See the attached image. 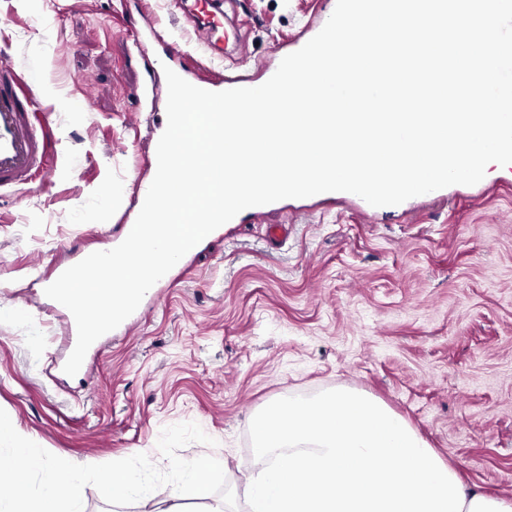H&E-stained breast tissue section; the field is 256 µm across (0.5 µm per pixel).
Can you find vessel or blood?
Returning <instances> with one entry per match:
<instances>
[{
    "instance_id": "vessel-or-blood-1",
    "label": "vessel or blood",
    "mask_w": 512,
    "mask_h": 512,
    "mask_svg": "<svg viewBox=\"0 0 512 512\" xmlns=\"http://www.w3.org/2000/svg\"><path fill=\"white\" fill-rule=\"evenodd\" d=\"M186 22L205 42L212 57L230 61L231 69L213 73L210 85L224 89L249 86L247 75L234 71V64L251 62L253 68L274 74L277 62L252 60L236 18L224 8V0H177ZM35 86L25 84L20 73L7 62L0 64V187L16 184L22 177L41 170L47 139L30 119V101Z\"/></svg>"
}]
</instances>
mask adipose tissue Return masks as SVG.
I'll list each match as a JSON object with an SVG mask.
<instances>
[{
	"mask_svg": "<svg viewBox=\"0 0 512 512\" xmlns=\"http://www.w3.org/2000/svg\"><path fill=\"white\" fill-rule=\"evenodd\" d=\"M254 442L266 467L248 480L250 512H512V502L463 483L408 423L367 397L336 391L270 401ZM204 473L145 494L149 512L203 498Z\"/></svg>",
	"mask_w": 512,
	"mask_h": 512,
	"instance_id": "adipose-tissue-1",
	"label": "adipose tissue"
}]
</instances>
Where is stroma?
Instances as JSON below:
<instances>
[{
	"label": "stroma",
	"instance_id": "35a3bbf8",
	"mask_svg": "<svg viewBox=\"0 0 512 512\" xmlns=\"http://www.w3.org/2000/svg\"><path fill=\"white\" fill-rule=\"evenodd\" d=\"M162 23L142 37V12ZM333 0H248L254 57L274 58ZM166 0H0V61L41 101L46 164L0 190V409L69 461L147 454L197 423L245 512L268 401L343 390L401 416L469 484L512 501V166L386 207L318 194L240 213L212 232L89 348L75 376L68 312L46 280L119 245L159 132L132 87L164 79L183 35ZM288 229L272 242L267 227Z\"/></svg>",
	"mask_w": 512,
	"mask_h": 512
}]
</instances>
